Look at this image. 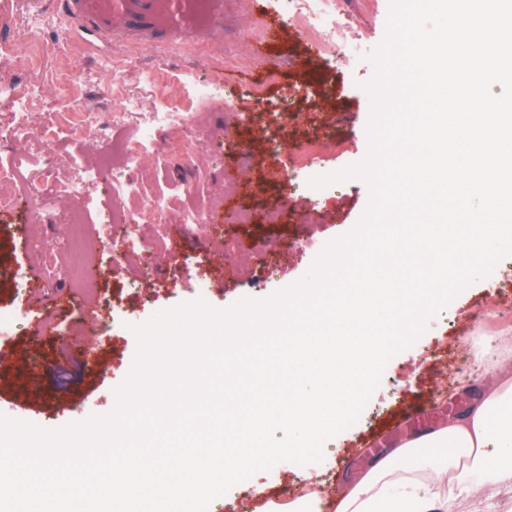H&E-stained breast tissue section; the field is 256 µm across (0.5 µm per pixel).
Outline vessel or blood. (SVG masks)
<instances>
[{
	"label": "vessel or blood",
	"mask_w": 512,
	"mask_h": 512,
	"mask_svg": "<svg viewBox=\"0 0 512 512\" xmlns=\"http://www.w3.org/2000/svg\"><path fill=\"white\" fill-rule=\"evenodd\" d=\"M79 35L113 46L208 41L224 28L228 0H55Z\"/></svg>",
	"instance_id": "obj_1"
}]
</instances>
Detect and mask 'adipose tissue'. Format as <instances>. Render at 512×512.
I'll return each mask as SVG.
<instances>
[{"mask_svg":"<svg viewBox=\"0 0 512 512\" xmlns=\"http://www.w3.org/2000/svg\"><path fill=\"white\" fill-rule=\"evenodd\" d=\"M423 448H466L473 466L450 462L437 472L438 480L458 485L457 494L443 496L405 475L401 465ZM487 468L490 479L512 477V375L499 378L482 399L447 426L423 433L393 449L374 465L355 491L336 504V512H462L464 501L479 493L470 477L474 468Z\"/></svg>","mask_w":512,"mask_h":512,"instance_id":"obj_1","label":"adipose tissue"}]
</instances>
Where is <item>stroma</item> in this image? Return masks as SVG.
<instances>
[{
  "mask_svg": "<svg viewBox=\"0 0 512 512\" xmlns=\"http://www.w3.org/2000/svg\"><path fill=\"white\" fill-rule=\"evenodd\" d=\"M390 5L341 0V21L357 47L346 65L318 54L293 28L280 31L269 52L254 55L252 44L265 39L275 20L269 0H245L222 38L167 51L96 48L75 35L48 0H9L0 8V75L10 85L42 87L29 108L33 137L23 143L0 139V161L15 162L27 183L12 210H0V267L22 270L21 280L0 278V315L14 318L12 336L0 341V410L9 419L57 430L110 414L138 351L137 336L123 332L120 317L144 324L200 299L219 311L245 299H268L305 278L325 246L354 229L369 205L366 183L348 178L316 188L310 181L321 171L358 164L368 153L371 99L365 86L376 73L372 56L385 38ZM244 37L250 48L241 46ZM188 72L214 83L215 97L189 95L183 87ZM255 83L263 86L265 107L253 110L241 127L221 128L223 92ZM130 99L141 103V112L120 128L109 127L110 113ZM160 104L191 113L195 135L167 131L154 138L146 159L161 172L155 192L179 198L193 189L208 212L244 209L255 223L216 224L204 240L175 236L147 281L109 253L73 268L65 222L73 202L48 191L47 175L97 169L96 179L82 188L84 230L94 234L114 203L112 172L99 169L100 156L109 153L112 140L137 138L143 113ZM87 112L99 114L104 130L72 135ZM275 112L283 113L282 126L272 124ZM282 133L287 149L271 153L269 140ZM331 138L348 142L349 150H329L307 168L289 169L293 186L279 191L280 164L306 142ZM228 181L244 187L231 201L224 198ZM271 210L281 212V223H264ZM34 235L51 247L44 259L27 249ZM236 236L246 244L245 256H223L225 240ZM80 280L98 285L100 300L88 301L76 287ZM201 283L206 292L200 296ZM60 292L68 297L69 313L38 333L34 310L45 309ZM503 370L512 372V254L464 287L389 360L358 419L324 444L320 462L303 471L282 461L256 472L219 496L211 510L264 512L273 489L292 497L312 487L327 502L348 495L377 461L369 453L374 442L384 440L381 453L389 454L401 444L390 430L422 412L435 426L445 425L479 401Z\"/></svg>",
  "mask_w": 512,
  "mask_h": 512,
  "instance_id": "stroma-1",
  "label": "stroma"
}]
</instances>
